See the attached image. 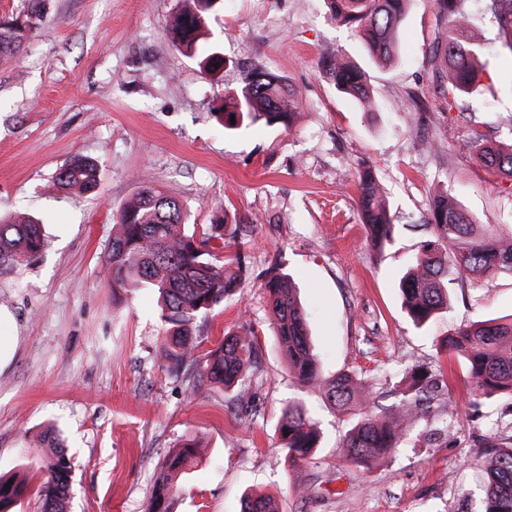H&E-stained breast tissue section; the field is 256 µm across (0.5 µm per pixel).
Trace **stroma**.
I'll return each mask as SVG.
<instances>
[{
	"label": "stroma",
	"mask_w": 512,
	"mask_h": 512,
	"mask_svg": "<svg viewBox=\"0 0 512 512\" xmlns=\"http://www.w3.org/2000/svg\"><path fill=\"white\" fill-rule=\"evenodd\" d=\"M185 0H42V19L14 57L0 58V212L44 224L46 249L0 271V473L37 481L40 439L54 431L72 460L69 512H145L159 459L202 441L174 512H240L244 493L279 512H483V444L512 434L503 401L472 411V383L439 341L479 319L512 317V275L450 284L448 309L416 328L400 280L432 229L424 217L444 189L480 224H512V178L474 159L467 132L512 142V50L498 41L485 0H469L490 48L472 93L448 97L431 56L443 22L433 0H410L400 61L381 68L326 0H221L208 19L218 74L169 41ZM347 56L366 74L376 111H363L327 72ZM283 78L299 95L290 130H224L225 92L250 72ZM95 160L88 193L54 191L72 156ZM370 162L389 201L394 238L367 240L353 177ZM155 185L203 228L214 205L242 224L249 277L241 296L207 318L205 348L249 317L260 342L248 407L220 390L189 392L154 350L165 329L148 288L113 300L102 262L120 206ZM288 274L324 377L368 379L381 406L396 403L406 365L443 377L432 413L391 457L347 465L339 442L350 416L301 387L277 344L263 298L271 265ZM302 401L321 430L306 463L289 465L276 432L282 408ZM252 414L241 424V411ZM308 487L307 496L296 492Z\"/></svg>",
	"instance_id": "1"
}]
</instances>
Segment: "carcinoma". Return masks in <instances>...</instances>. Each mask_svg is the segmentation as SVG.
<instances>
[{"label": "carcinoma", "instance_id": "obj_1", "mask_svg": "<svg viewBox=\"0 0 512 512\" xmlns=\"http://www.w3.org/2000/svg\"><path fill=\"white\" fill-rule=\"evenodd\" d=\"M188 6L173 17L169 34L173 46L201 61L217 58L219 52L202 44L205 17L216 0H187ZM408 0H327L336 23L353 29L363 40L376 65L385 68L398 58V30ZM446 28L431 48L433 58L448 70L444 92L470 93L478 83L475 62L485 44L469 21L468 0H434ZM499 31L512 50V0H489ZM19 19L0 22V57L18 53L25 35L15 33ZM336 89L358 101L368 111L374 108L369 87L360 70L343 56L331 69ZM228 103L217 118L226 129L239 126L290 128L297 111V94L282 78L262 72L251 73L243 85L227 95ZM469 139L484 165L495 173L512 177V144L486 143L469 128ZM358 204L367 238L381 245L390 240L394 224L381 185L372 167L362 164L355 175ZM98 182L96 164L81 156L71 159L56 173L53 188L90 191ZM220 215L201 234L188 232L190 213L177 198L162 190L141 186L118 211L116 232L103 261L104 280L112 296L129 295L142 288L158 294L159 315L166 336L155 355L162 366L184 374L197 392L203 384L219 388L230 399L249 397L246 382L256 358L259 340L251 324L227 334L214 348L199 353L201 336L198 319L208 315L237 294L248 269L241 256L224 252L238 243L242 228ZM433 238L426 240L407 269L402 284L401 306L412 323L427 324L448 308V284L458 275L475 276L512 273L511 232H500V224H477L449 194L433 196L426 218ZM47 245L43 225L17 214L0 218V270L35 258ZM276 336L288 353V366L297 382L320 392L333 407L356 411L357 418L341 441L345 462L367 466L396 453L402 440L429 413L426 389L436 378L420 366L405 370L396 394L398 404L389 412L378 410L366 381L354 373L322 376L319 359L310 343L303 310L293 295L287 277L272 270L264 284ZM442 345L457 354L472 382V401L504 394L512 413V320H477L446 336ZM280 446L291 465L306 462L318 442L316 423L299 401H290L281 411L277 425ZM46 448L36 486L18 477L0 476V512H17L16 507L32 496L40 512H67L72 465L58 436L43 438ZM492 451L483 462L487 475L484 512H512V436L491 437ZM200 454L196 439L170 449L159 463L146 512H170L178 481L185 468ZM241 512H278L267 495H245Z\"/></svg>", "mask_w": 512, "mask_h": 512}]
</instances>
